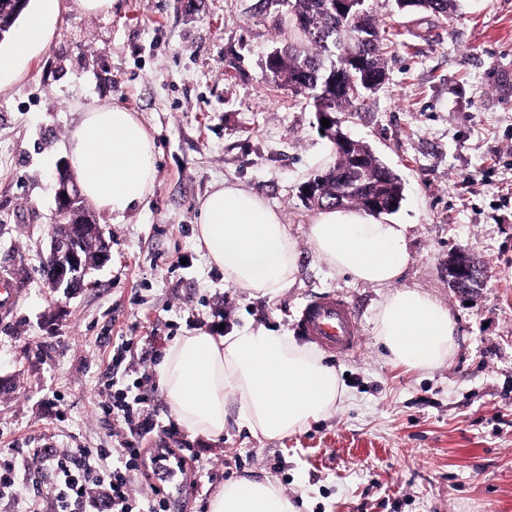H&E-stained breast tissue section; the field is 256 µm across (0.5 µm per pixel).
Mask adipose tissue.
<instances>
[{
    "label": "adipose tissue",
    "instance_id": "adipose-tissue-1",
    "mask_svg": "<svg viewBox=\"0 0 512 512\" xmlns=\"http://www.w3.org/2000/svg\"><path fill=\"white\" fill-rule=\"evenodd\" d=\"M61 0H34L13 43L0 49V89L44 50L61 13ZM82 192L100 208L122 214L155 187V144L133 113L95 105L82 113L67 142ZM197 241L226 283L273 298L295 280L296 243L277 208L230 182L200 202ZM408 227L354 209L325 208L312 220L315 253L337 272L387 289L374 334L392 362L437 367L456 346L447 309L418 290L396 289L408 265ZM158 384L178 425L210 441L224 434L225 406L235 403L253 435L278 440L303 431L335 410L344 391L333 368L287 333L244 328L227 336L199 330L177 337L157 368ZM208 512H297L271 479L225 483Z\"/></svg>",
    "mask_w": 512,
    "mask_h": 512
}]
</instances>
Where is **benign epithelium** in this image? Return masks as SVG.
<instances>
[{
	"label": "benign epithelium",
	"mask_w": 512,
	"mask_h": 512,
	"mask_svg": "<svg viewBox=\"0 0 512 512\" xmlns=\"http://www.w3.org/2000/svg\"><path fill=\"white\" fill-rule=\"evenodd\" d=\"M70 163L57 169L55 181L56 208L49 224V253L43 264L47 288L56 296L58 305L65 304L87 286L92 271L102 267L111 256V242L100 225L79 217L77 202L83 200L80 185L70 177ZM88 238L97 247L96 259L88 262L78 249V239ZM452 286L470 292L484 281L485 273H477L468 256L458 252L448 260Z\"/></svg>",
	"instance_id": "7a95c632"
}]
</instances>
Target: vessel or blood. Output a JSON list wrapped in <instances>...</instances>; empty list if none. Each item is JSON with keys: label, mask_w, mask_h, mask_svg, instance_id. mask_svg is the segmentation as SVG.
<instances>
[{"label": "vessel or blood", "mask_w": 512, "mask_h": 512, "mask_svg": "<svg viewBox=\"0 0 512 512\" xmlns=\"http://www.w3.org/2000/svg\"><path fill=\"white\" fill-rule=\"evenodd\" d=\"M297 327L304 338L338 356L351 354L360 344L357 316L337 294H322L307 302Z\"/></svg>", "instance_id": "1"}]
</instances>
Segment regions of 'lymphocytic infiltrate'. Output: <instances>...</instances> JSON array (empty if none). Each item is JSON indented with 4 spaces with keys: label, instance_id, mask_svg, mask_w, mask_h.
Here are the masks:
<instances>
[{
    "label": "lymphocytic infiltrate",
    "instance_id": "lymphocytic-infiltrate-1",
    "mask_svg": "<svg viewBox=\"0 0 512 512\" xmlns=\"http://www.w3.org/2000/svg\"><path fill=\"white\" fill-rule=\"evenodd\" d=\"M155 385L135 391L118 388L110 399L100 403L104 415L120 421L123 437L110 448H85L57 453L46 451L54 475V512H86L88 499L99 501L101 512H137L140 504L130 489L131 477L143 465L142 448L147 436L163 432L170 445L158 449L157 460L167 458L186 462L196 453L187 442L181 441L175 427L162 426L155 416ZM147 512H168L160 489H153Z\"/></svg>",
    "mask_w": 512,
    "mask_h": 512
}]
</instances>
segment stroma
Returning a JSON list of instances; mask_svg holds the SVG:
<instances>
[{"label":"stroma","instance_id":"obj_1","mask_svg":"<svg viewBox=\"0 0 512 512\" xmlns=\"http://www.w3.org/2000/svg\"><path fill=\"white\" fill-rule=\"evenodd\" d=\"M373 12L397 39L387 79L344 115L401 177L389 221L409 225L399 287L430 294L456 324L453 355L430 370L392 364L373 332L387 295L314 252L299 186L334 161L314 107L265 77L288 37L271 0H112L109 15L63 7L46 49L0 90V270L22 290L0 318V451L25 449L22 476L53 512L37 451L111 447L121 425L98 411L113 384L155 375L165 347L197 330L246 325L296 335L301 308L326 292L359 316L355 355L324 353L345 399L281 440L252 435L226 408L223 438H196L197 462L166 493L208 512L224 482L269 477L298 512H512V0H463L449 18ZM132 112L155 147V188L123 215L92 213L111 259L64 307L39 268L55 207L53 175L84 108ZM473 182H466V175ZM263 196L298 246L294 284L273 299L229 286L199 249V204L222 181ZM465 252L480 288L448 280ZM135 342L121 365L113 347ZM154 344H147V337Z\"/></svg>","mask_w":512,"mask_h":512}]
</instances>
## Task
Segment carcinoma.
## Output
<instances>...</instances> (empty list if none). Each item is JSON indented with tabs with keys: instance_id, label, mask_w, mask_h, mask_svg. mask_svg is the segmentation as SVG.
Segmentation results:
<instances>
[{
	"instance_id": "cac0c4a2",
	"label": "carcinoma",
	"mask_w": 512,
	"mask_h": 512,
	"mask_svg": "<svg viewBox=\"0 0 512 512\" xmlns=\"http://www.w3.org/2000/svg\"><path fill=\"white\" fill-rule=\"evenodd\" d=\"M292 17L294 39L268 57L272 83L313 100L315 112L336 117L364 94L369 81L386 79L384 45L390 41L377 22L371 0H282ZM460 0H395L400 13L420 12L446 18ZM365 163L334 148L335 161L306 184L320 193L318 207L390 214L404 197L400 176L367 146Z\"/></svg>"
}]
</instances>
